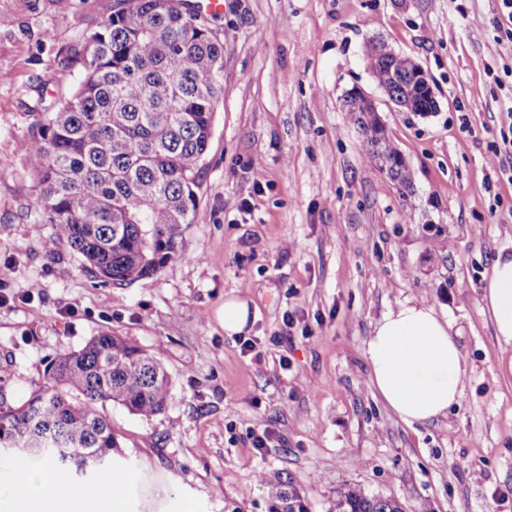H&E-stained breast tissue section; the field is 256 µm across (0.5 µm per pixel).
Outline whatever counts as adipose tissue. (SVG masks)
<instances>
[{"instance_id":"obj_1","label":"adipose tissue","mask_w":512,"mask_h":512,"mask_svg":"<svg viewBox=\"0 0 512 512\" xmlns=\"http://www.w3.org/2000/svg\"><path fill=\"white\" fill-rule=\"evenodd\" d=\"M483 307L503 347H512V253H498L483 288ZM372 383L409 425L446 416L462 397L463 357L451 322L433 306L405 301L388 309L367 342ZM127 473L102 477V489L70 486L43 458L0 459V512H87L98 503L123 512Z\"/></svg>"}]
</instances>
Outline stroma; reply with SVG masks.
Masks as SVG:
<instances>
[{
    "label": "stroma",
    "mask_w": 512,
    "mask_h": 512,
    "mask_svg": "<svg viewBox=\"0 0 512 512\" xmlns=\"http://www.w3.org/2000/svg\"><path fill=\"white\" fill-rule=\"evenodd\" d=\"M224 94L194 188L183 258L102 283L42 223L25 155L36 109L76 87L67 60L120 0H0V376L8 398L102 331L157 351L173 377L149 420L105 404L113 469L138 477L126 512H268L254 476L292 475L308 512L357 485L405 512H512L511 358L481 312L512 252V39L501 0H222ZM383 41L427 73L434 112H409L366 65ZM368 96L414 183L370 163L345 97ZM499 163L489 165L491 155ZM248 301L227 336V296ZM457 330L463 396L407 425L371 380L367 342L398 303ZM253 343L241 349L243 339ZM267 434L265 448L253 446Z\"/></svg>",
    "instance_id": "1"
}]
</instances>
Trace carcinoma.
Returning a JSON list of instances; mask_svg holds the SVG:
<instances>
[{"label": "carcinoma", "instance_id": "obj_1", "mask_svg": "<svg viewBox=\"0 0 512 512\" xmlns=\"http://www.w3.org/2000/svg\"><path fill=\"white\" fill-rule=\"evenodd\" d=\"M70 59L76 91L40 112L26 163L42 186V223L53 243L66 244L106 282L125 285L156 274L182 256L177 238L192 223L193 186L204 161L215 105L224 92V41L190 0H125ZM368 49L373 74L405 69L407 57ZM395 103L428 114L435 98L407 82ZM362 135V151L414 196L405 160L364 96L345 100ZM173 380L153 353L102 332L80 350L58 355L44 382L19 403L0 391V447L29 448L40 440L51 460L77 474L112 462L120 447L98 406L112 403L148 420L168 404ZM269 512H303L293 477L264 476ZM334 512H403L391 497L346 486Z\"/></svg>", "mask_w": 512, "mask_h": 512}]
</instances>
